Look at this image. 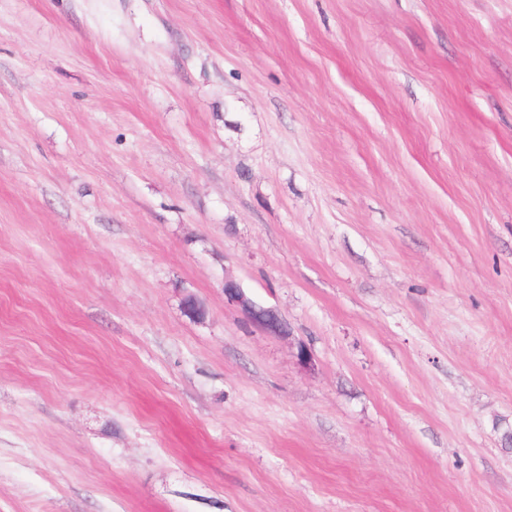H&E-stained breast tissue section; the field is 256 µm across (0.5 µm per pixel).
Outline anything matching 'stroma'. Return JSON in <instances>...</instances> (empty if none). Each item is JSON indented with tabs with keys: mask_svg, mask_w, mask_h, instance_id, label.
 Instances as JSON below:
<instances>
[{
	"mask_svg": "<svg viewBox=\"0 0 512 512\" xmlns=\"http://www.w3.org/2000/svg\"><path fill=\"white\" fill-rule=\"evenodd\" d=\"M508 425L512 0H0V512H512ZM224 298L227 303L242 306L250 321L267 333L276 334L283 331L275 311L248 301L243 289L233 279L228 278L224 281Z\"/></svg>",
	"mask_w": 512,
	"mask_h": 512,
	"instance_id": "1",
	"label": "stroma"
}]
</instances>
